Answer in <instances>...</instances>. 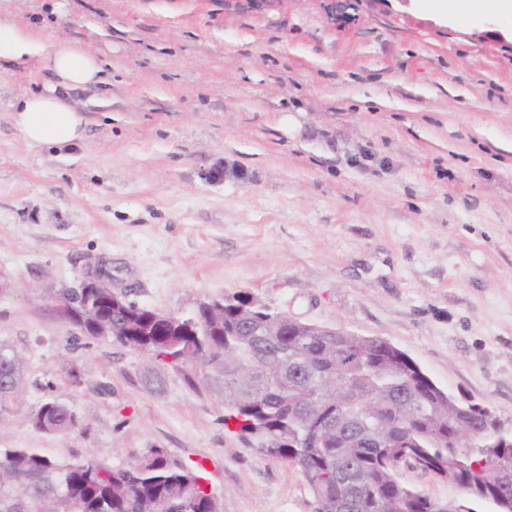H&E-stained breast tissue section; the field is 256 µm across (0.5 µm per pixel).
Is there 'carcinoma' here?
Wrapping results in <instances>:
<instances>
[{
	"label": "carcinoma",
	"instance_id": "obj_1",
	"mask_svg": "<svg viewBox=\"0 0 512 512\" xmlns=\"http://www.w3.org/2000/svg\"><path fill=\"white\" fill-rule=\"evenodd\" d=\"M227 294L215 315L186 311L148 336L108 340L181 369L186 385L220 396L224 427L264 457L303 475L317 512H438L402 484L390 460L408 456L466 498L512 497V436L438 387L380 337L294 324ZM23 359L0 343V417L21 404ZM33 424L67 433L80 418L44 402ZM201 475L151 448L114 468L93 457L52 460L36 448H0V512H220Z\"/></svg>",
	"mask_w": 512,
	"mask_h": 512
}]
</instances>
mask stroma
Returning <instances> with one entry per match:
<instances>
[{"label":"stroma","instance_id":"stroma-1","mask_svg":"<svg viewBox=\"0 0 512 512\" xmlns=\"http://www.w3.org/2000/svg\"><path fill=\"white\" fill-rule=\"evenodd\" d=\"M416 2L0 0L1 21L107 64L64 147L27 144L10 116L49 75L0 64V340L26 364L0 448L115 467L163 448L223 512H315L218 397L56 316L100 269L163 312L243 292L384 338L512 423V17L456 24ZM48 398L79 428L35 429Z\"/></svg>","mask_w":512,"mask_h":512}]
</instances>
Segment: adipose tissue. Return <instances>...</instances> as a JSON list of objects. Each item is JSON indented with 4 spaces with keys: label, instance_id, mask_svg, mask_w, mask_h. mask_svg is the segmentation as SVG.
<instances>
[{
    "label": "adipose tissue",
    "instance_id": "obj_1",
    "mask_svg": "<svg viewBox=\"0 0 512 512\" xmlns=\"http://www.w3.org/2000/svg\"><path fill=\"white\" fill-rule=\"evenodd\" d=\"M433 13L470 21L484 13L512 16V0H426ZM33 64L51 72L42 90L22 96L12 120L31 145L68 146L85 137V124L67 96L102 82L105 63L89 47L49 49L44 35L18 21H0V61Z\"/></svg>",
    "mask_w": 512,
    "mask_h": 512
}]
</instances>
